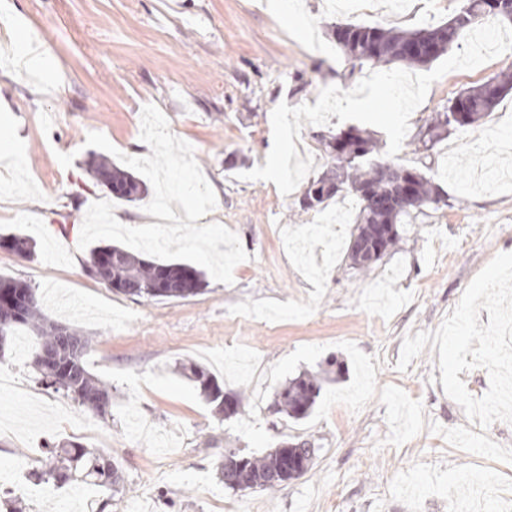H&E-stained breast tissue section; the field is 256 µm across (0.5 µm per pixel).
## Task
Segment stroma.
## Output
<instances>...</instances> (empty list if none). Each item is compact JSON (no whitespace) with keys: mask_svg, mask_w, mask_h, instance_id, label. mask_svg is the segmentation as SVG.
I'll use <instances>...</instances> for the list:
<instances>
[{"mask_svg":"<svg viewBox=\"0 0 512 512\" xmlns=\"http://www.w3.org/2000/svg\"><path fill=\"white\" fill-rule=\"evenodd\" d=\"M463 0H0L12 25L0 27V139H20L0 158V236L36 242L32 257L0 249V274L54 291L52 319L77 326L90 342V372L112 387L103 419L36 384L19 356L18 331L0 361V495L22 512H449L475 500L484 480L492 512H512V463L451 447L430 424H470L441 382L438 350L424 349L406 371L396 364L406 335L436 330L475 276L512 252V178L481 185L485 154L504 156L512 136V94L480 124L450 129L431 150L416 137L448 99L511 64L492 59L434 82L409 120L392 164L438 184L447 204L412 212L401 239L369 272L353 269L352 215L335 204L303 210V188L282 195L274 183L245 179L265 165L271 114L280 103L316 104L323 87L354 88L332 35L360 22L421 29L452 18ZM37 33L20 48L17 28ZM156 105L169 130L194 148L216 207L200 225L219 223L248 260L234 281L208 280L201 294L158 301L115 292L85 272L78 246L90 205L110 198L88 173V133L120 152L149 155L141 109ZM304 124L299 141L313 172L332 164L321 140L343 130ZM319 227L309 263L289 236ZM212 372L236 395L237 414L215 413L183 365ZM321 387L301 420L276 410L278 393L299 374ZM66 439L111 454L124 481L112 493L86 482L35 485L27 472L49 445ZM301 441L315 449L303 476L269 491L224 487L220 466L239 449L262 455Z\"/></svg>","mask_w":512,"mask_h":512,"instance_id":"obj_1","label":"stroma"}]
</instances>
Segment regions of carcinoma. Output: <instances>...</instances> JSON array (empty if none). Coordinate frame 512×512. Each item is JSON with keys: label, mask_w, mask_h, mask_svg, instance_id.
<instances>
[{"label": "carcinoma", "mask_w": 512, "mask_h": 512, "mask_svg": "<svg viewBox=\"0 0 512 512\" xmlns=\"http://www.w3.org/2000/svg\"><path fill=\"white\" fill-rule=\"evenodd\" d=\"M512 14V0H464L459 12L450 20L424 30H403L381 25L339 24L334 30L337 44L352 63V67L382 68L394 63L406 66L428 65L435 61L482 19L507 20ZM512 93V71L466 88L438 111L418 139L424 150L448 135L451 127L473 126L493 112L502 99ZM324 146L332 157L334 170L312 179L300 200L304 210H315L326 201L346 192L359 201L356 229L348 245L352 267L371 271L377 260L357 251L364 241L370 224H403L411 211L432 204H448L442 189L431 178L418 175L413 201L399 203L387 212H379L367 204V192L376 196L394 198L411 169L382 163L377 160L381 146L377 139L359 130L349 129L324 139ZM93 177L110 188L113 197L127 202L140 199L147 188L131 173L112 163L104 155L90 161ZM339 179L340 186L332 184ZM29 256L34 248L32 239L11 234L0 240ZM87 273L106 287L120 293L155 300L184 299L202 291L204 273L184 263L149 261L122 247L107 244L93 247L86 265ZM0 333L15 335L24 327L32 333L34 342L29 352L30 364L38 383L55 393L74 400L98 416L110 414L112 387L89 372L85 356L88 339L73 325L47 320L43 304L35 289L27 282L0 274ZM187 377L198 384L209 403L221 413H238V406L230 407L217 379L204 368L191 364ZM319 386L307 374L291 379L279 393L280 411L299 420L313 408ZM315 449L302 441L292 448H274L262 456L229 454L241 464L221 466L224 486L233 491L271 490L303 476L310 469ZM81 473L82 481L110 489L123 482V476L110 455L91 452L74 440L62 443L50 451V457L41 468L31 472L40 482L55 485L69 482L68 471Z\"/></svg>", "instance_id": "cac0c4a2"}]
</instances>
